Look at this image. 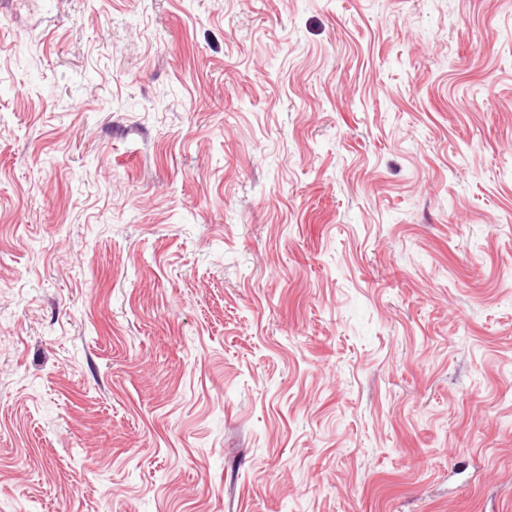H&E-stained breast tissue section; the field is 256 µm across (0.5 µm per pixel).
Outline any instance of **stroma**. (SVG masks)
<instances>
[{
  "label": "stroma",
  "mask_w": 512,
  "mask_h": 512,
  "mask_svg": "<svg viewBox=\"0 0 512 512\" xmlns=\"http://www.w3.org/2000/svg\"><path fill=\"white\" fill-rule=\"evenodd\" d=\"M0 512H512V0H0Z\"/></svg>",
  "instance_id": "1"
}]
</instances>
